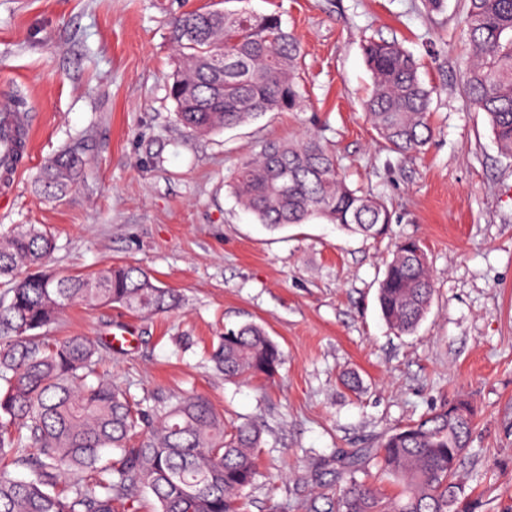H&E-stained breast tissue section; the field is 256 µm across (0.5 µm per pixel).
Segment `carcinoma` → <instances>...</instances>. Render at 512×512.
I'll return each mask as SVG.
<instances>
[{"mask_svg": "<svg viewBox=\"0 0 512 512\" xmlns=\"http://www.w3.org/2000/svg\"><path fill=\"white\" fill-rule=\"evenodd\" d=\"M463 30L470 47L464 91L487 115L500 153L512 159V0H468ZM177 64L169 85L176 120L209 134L268 112H299L302 47L276 14L199 10L177 17L170 34ZM364 57L372 86L363 110L391 151L409 157L433 135L431 90L415 57L395 40H370ZM87 164L60 151L38 175L45 191L74 185ZM231 191L270 229L325 218L367 236L383 233L391 212L383 199L348 186L336 155L315 133L269 141L238 163ZM51 231L16 224L0 232V512H241L258 474L262 432L242 423L228 434L224 415L190 394L146 406L101 379L105 341L70 336L51 342L47 329L72 304L118 307L136 315L168 312L179 296L133 265L56 277L45 270ZM421 243L396 244L379 283L383 320L413 333L432 302L433 279ZM226 379H272L279 346L256 323L229 329L208 353ZM393 430L376 454L401 486L393 498L349 478L335 512H473L456 480L475 424L457 400Z\"/></svg>", "mask_w": 512, "mask_h": 512, "instance_id": "carcinoma-1", "label": "carcinoma"}]
</instances>
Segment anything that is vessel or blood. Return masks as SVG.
I'll list each match as a JSON object with an SVG mask.
<instances>
[{
	"label": "vessel or blood",
	"mask_w": 512,
	"mask_h": 512,
	"mask_svg": "<svg viewBox=\"0 0 512 512\" xmlns=\"http://www.w3.org/2000/svg\"><path fill=\"white\" fill-rule=\"evenodd\" d=\"M31 136L24 112L11 105L0 106V187L10 188L28 166L25 149Z\"/></svg>",
	"instance_id": "b4317fda"
}]
</instances>
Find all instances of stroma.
I'll list each match as a JSON object with an SVG mask.
<instances>
[{"mask_svg": "<svg viewBox=\"0 0 512 512\" xmlns=\"http://www.w3.org/2000/svg\"><path fill=\"white\" fill-rule=\"evenodd\" d=\"M200 7L278 14L304 49L307 107L206 136L176 120L174 17ZM465 0H0V103L28 112L33 157L0 196V228L43 224L59 274L111 264L147 270L180 305L151 317L70 306L53 338L130 345L104 379L164 405L187 391L225 429L263 430L245 512H327L346 456L462 397L476 409L457 479L475 512H512V160L467 103ZM394 39L432 87L434 136L422 153L389 150L360 107L371 88L363 44ZM315 133L351 187L384 199L379 236L324 220L272 230L235 202L240 159L270 138ZM89 164L66 193L36 180L62 149ZM420 240L434 280L413 334L382 319L377 294L397 242ZM265 328L283 364L274 380H227L206 359L225 330ZM359 379L357 388L344 377Z\"/></svg>", "mask_w": 512, "mask_h": 512, "instance_id": "35a3bbf8", "label": "stroma"}]
</instances>
